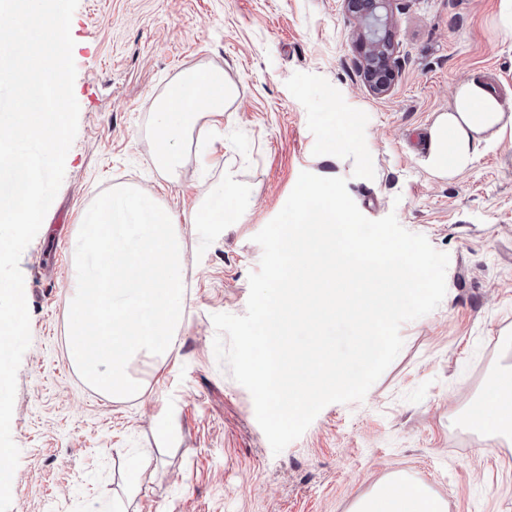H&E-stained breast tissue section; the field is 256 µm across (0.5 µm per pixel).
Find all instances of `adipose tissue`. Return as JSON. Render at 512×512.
Returning <instances> with one entry per match:
<instances>
[{"label": "adipose tissue", "mask_w": 512, "mask_h": 512, "mask_svg": "<svg viewBox=\"0 0 512 512\" xmlns=\"http://www.w3.org/2000/svg\"><path fill=\"white\" fill-rule=\"evenodd\" d=\"M234 98L223 72L199 69L186 73L161 98L148 144L155 157L176 167L178 149L197 119L217 127ZM512 135V113L504 112L496 95L481 80L460 81L446 112L438 114L425 136L429 173L453 178L474 163L480 144ZM465 415L489 438L512 442V366L499 370ZM351 512H446L445 503L427 486L396 473L359 496Z\"/></svg>", "instance_id": "obj_1"}]
</instances>
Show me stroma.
Returning <instances> with one entry per match:
<instances>
[{
	"label": "stroma",
	"instance_id": "1",
	"mask_svg": "<svg viewBox=\"0 0 512 512\" xmlns=\"http://www.w3.org/2000/svg\"><path fill=\"white\" fill-rule=\"evenodd\" d=\"M499 11L500 0H393L396 78L378 96L343 0H79L78 132L20 260L31 344L17 373L10 512H348L395 472L425 482L447 512H512V446H488L462 420L494 369L512 365V139L480 145L451 180L423 162L457 81L482 79L512 112ZM202 68L222 70L236 97L223 132L197 121L171 173L145 137L159 98ZM331 112L358 121L333 147ZM206 149L210 169L198 163ZM304 171L345 178L365 217L395 214L447 253L446 295L401 326V352L363 401L327 405L276 455L251 394L216 361L212 316L245 314L262 256L253 237ZM224 183L241 190L237 221L190 223ZM125 185L178 216L186 319L164 362L134 366L139 393L115 399L68 358V285L88 208Z\"/></svg>",
	"mask_w": 512,
	"mask_h": 512
}]
</instances>
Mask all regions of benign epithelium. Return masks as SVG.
Instances as JSON below:
<instances>
[{
  "label": "benign epithelium",
  "instance_id": "benign-epithelium-1",
  "mask_svg": "<svg viewBox=\"0 0 512 512\" xmlns=\"http://www.w3.org/2000/svg\"><path fill=\"white\" fill-rule=\"evenodd\" d=\"M390 3L391 0H345L347 10L361 23L357 42L361 47L362 73L378 95L389 92L394 77Z\"/></svg>",
  "mask_w": 512,
  "mask_h": 512
}]
</instances>
